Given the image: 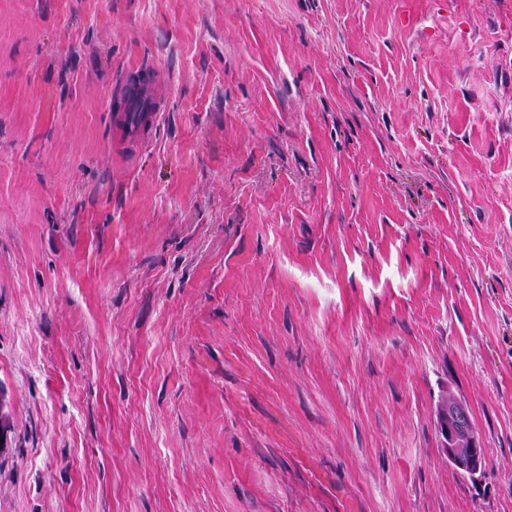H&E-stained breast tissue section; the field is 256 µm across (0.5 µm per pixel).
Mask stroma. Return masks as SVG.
<instances>
[{"label": "stroma", "mask_w": 512, "mask_h": 512, "mask_svg": "<svg viewBox=\"0 0 512 512\" xmlns=\"http://www.w3.org/2000/svg\"><path fill=\"white\" fill-rule=\"evenodd\" d=\"M0 399V512H512V0H0ZM129 83L123 76L117 84V97L123 102L121 112H115L117 122L122 117L121 138L129 145L139 146L157 125L161 113L155 97L150 92V82ZM437 425L441 450L453 468L462 476L481 475L486 459L468 406L449 393L438 408Z\"/></svg>", "instance_id": "obj_1"}]
</instances>
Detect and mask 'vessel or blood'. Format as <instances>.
<instances>
[{"instance_id": "obj_1", "label": "vessel or blood", "mask_w": 512, "mask_h": 512, "mask_svg": "<svg viewBox=\"0 0 512 512\" xmlns=\"http://www.w3.org/2000/svg\"><path fill=\"white\" fill-rule=\"evenodd\" d=\"M117 96L123 103L120 135L130 145H140L157 125L161 113L149 83H131L120 79Z\"/></svg>"}]
</instances>
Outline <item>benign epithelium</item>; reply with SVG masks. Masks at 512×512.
I'll return each mask as SVG.
<instances>
[{"label":"benign epithelium","instance_id":"7a95c632","mask_svg":"<svg viewBox=\"0 0 512 512\" xmlns=\"http://www.w3.org/2000/svg\"><path fill=\"white\" fill-rule=\"evenodd\" d=\"M441 450L462 476L476 478L485 471L486 459L468 406L453 394L443 401L437 412Z\"/></svg>","mask_w":512,"mask_h":512}]
</instances>
